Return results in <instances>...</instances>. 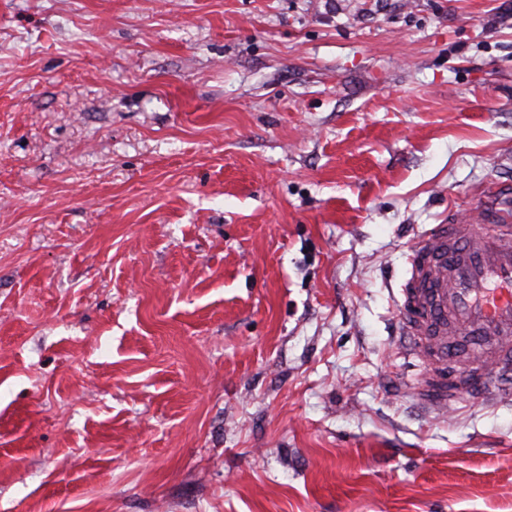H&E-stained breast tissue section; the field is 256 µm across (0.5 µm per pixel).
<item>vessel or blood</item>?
Returning <instances> with one entry per match:
<instances>
[{
    "mask_svg": "<svg viewBox=\"0 0 512 512\" xmlns=\"http://www.w3.org/2000/svg\"><path fill=\"white\" fill-rule=\"evenodd\" d=\"M400 294L405 353L424 367L421 408L512 398V195H486L477 216L452 210L425 230Z\"/></svg>",
    "mask_w": 512,
    "mask_h": 512,
    "instance_id": "b4317fda",
    "label": "vessel or blood"
}]
</instances>
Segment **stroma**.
Masks as SVG:
<instances>
[{
	"label": "stroma",
	"mask_w": 512,
	"mask_h": 512,
	"mask_svg": "<svg viewBox=\"0 0 512 512\" xmlns=\"http://www.w3.org/2000/svg\"><path fill=\"white\" fill-rule=\"evenodd\" d=\"M494 188L512 0H0V512H512L396 343Z\"/></svg>",
	"instance_id": "obj_1"
}]
</instances>
